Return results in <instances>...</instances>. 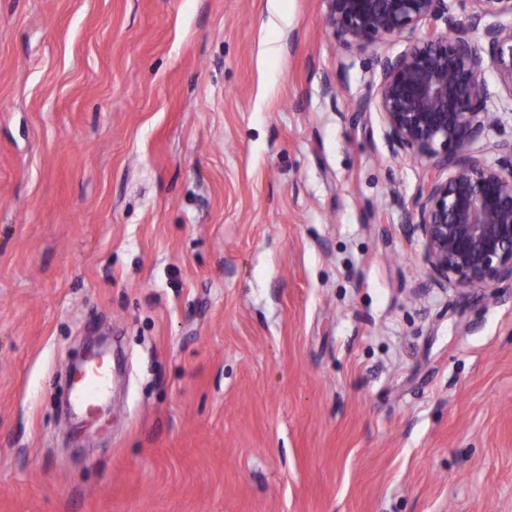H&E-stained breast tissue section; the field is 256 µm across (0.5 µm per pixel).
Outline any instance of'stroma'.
<instances>
[{
    "mask_svg": "<svg viewBox=\"0 0 512 512\" xmlns=\"http://www.w3.org/2000/svg\"><path fill=\"white\" fill-rule=\"evenodd\" d=\"M406 44L325 0H0V512H512V282L417 289ZM107 325L86 448L62 372Z\"/></svg>",
    "mask_w": 512,
    "mask_h": 512,
    "instance_id": "obj_1",
    "label": "stroma"
}]
</instances>
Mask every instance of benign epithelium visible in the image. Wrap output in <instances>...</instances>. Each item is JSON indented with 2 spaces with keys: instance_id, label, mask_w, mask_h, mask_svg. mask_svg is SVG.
I'll list each match as a JSON object with an SVG mask.
<instances>
[{
  "instance_id": "benign-epithelium-1",
  "label": "benign epithelium",
  "mask_w": 512,
  "mask_h": 512,
  "mask_svg": "<svg viewBox=\"0 0 512 512\" xmlns=\"http://www.w3.org/2000/svg\"><path fill=\"white\" fill-rule=\"evenodd\" d=\"M327 22L347 47L408 35L405 49L377 59L376 105L391 143L425 162L413 202L429 281L467 287L512 281V140L492 145L490 165L471 152L492 124L485 70L512 93V26L484 25L512 0H466L460 19L447 0H325Z\"/></svg>"
}]
</instances>
